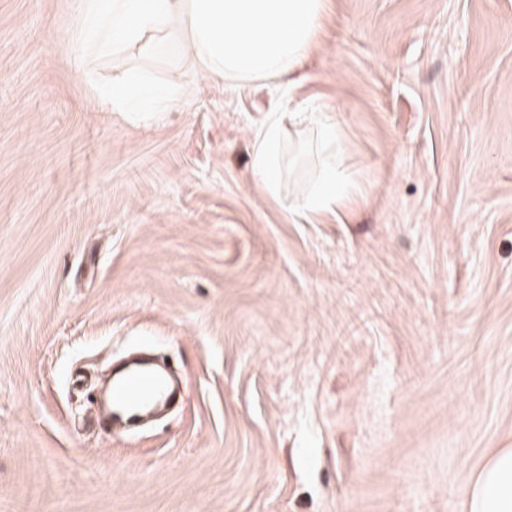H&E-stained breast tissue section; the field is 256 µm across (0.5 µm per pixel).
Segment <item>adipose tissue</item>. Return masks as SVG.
<instances>
[{
  "label": "adipose tissue",
  "mask_w": 512,
  "mask_h": 512,
  "mask_svg": "<svg viewBox=\"0 0 512 512\" xmlns=\"http://www.w3.org/2000/svg\"><path fill=\"white\" fill-rule=\"evenodd\" d=\"M329 0H79L82 46L93 54L116 53L176 34L197 76L227 81L280 79L294 73L318 36ZM188 87L175 82L148 87L139 75H124L99 86L106 112H157L185 103ZM310 128L321 146L338 143V120L315 100L288 98L252 141V171L266 194L277 195L284 125ZM354 194L349 174L332 155L312 188L292 209L315 215L341 205ZM467 512H512V448L488 457L478 469L466 499Z\"/></svg>",
  "instance_id": "adipose-tissue-1"
}]
</instances>
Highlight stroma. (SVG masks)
<instances>
[{"mask_svg": "<svg viewBox=\"0 0 512 512\" xmlns=\"http://www.w3.org/2000/svg\"><path fill=\"white\" fill-rule=\"evenodd\" d=\"M77 0H0V512H466L512 448V0H334L295 94L338 110L351 203L252 173L274 80L140 121L96 89L187 79L161 40L76 60ZM182 406L116 434L113 357Z\"/></svg>", "mask_w": 512, "mask_h": 512, "instance_id": "35a3bbf8", "label": "stroma"}]
</instances>
